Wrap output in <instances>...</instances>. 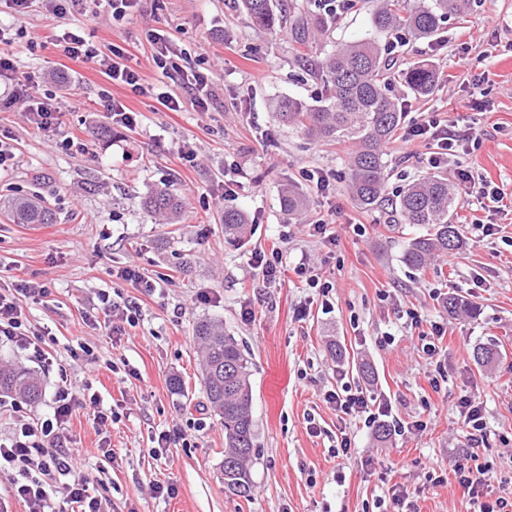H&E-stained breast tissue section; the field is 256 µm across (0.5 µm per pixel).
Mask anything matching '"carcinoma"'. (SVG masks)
Segmentation results:
<instances>
[{
    "label": "carcinoma",
    "instance_id": "obj_1",
    "mask_svg": "<svg viewBox=\"0 0 512 512\" xmlns=\"http://www.w3.org/2000/svg\"><path fill=\"white\" fill-rule=\"evenodd\" d=\"M238 7L255 29L273 34L290 28L299 48H308V11L294 3L288 13L277 10L272 0H239ZM471 0H380L372 15L370 37L350 43H338L315 63V73L328 91L327 104L313 106L297 97L275 101V114L283 124L311 139L348 140L355 150L348 162L347 189L360 206L370 207L383 199L386 184L385 146L394 138L405 119L400 98L391 85L398 80L409 90L426 95L437 84V73L416 64L398 74L382 55L381 42L405 34L430 38L441 23L451 16H464ZM457 194L444 176H431L406 184L398 195L400 214L407 224L425 231L411 239L403 251V262L415 269L446 255L460 246V232L451 217ZM143 208L154 214L176 218L183 209L181 198L169 191L148 194ZM280 206L290 216L307 206L304 193L288 183L281 191ZM18 224H51L54 213L46 205L28 198L4 202ZM224 241L236 246L248 236L247 215L238 209H224ZM446 309L452 315L473 317L477 308L455 295L447 298ZM198 345L202 381L213 411L224 425V463L221 473L224 488L249 498L253 483L251 463L255 431L248 360L234 337L224 332V323L202 320L194 328ZM14 394L27 403L41 396L39 380L24 368L0 364V394Z\"/></svg>",
    "mask_w": 512,
    "mask_h": 512
}]
</instances>
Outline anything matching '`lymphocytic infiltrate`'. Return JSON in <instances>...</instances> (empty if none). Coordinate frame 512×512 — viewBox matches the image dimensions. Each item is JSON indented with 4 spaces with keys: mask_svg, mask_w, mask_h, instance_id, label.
<instances>
[{
    "mask_svg": "<svg viewBox=\"0 0 512 512\" xmlns=\"http://www.w3.org/2000/svg\"><path fill=\"white\" fill-rule=\"evenodd\" d=\"M45 2L52 25L48 32H31L28 46L53 45L69 59L94 62L111 83L146 94L140 74L123 62L125 49L116 46L111 53H99L81 30L58 26V19L83 12L88 0ZM151 40L156 51V66L163 74L176 75L183 83L193 86L197 111H208V84L204 74L186 69L161 31H154ZM23 99L28 102L25 117L29 125L43 134H50L59 120L52 97L40 93L34 74L18 71L12 53L0 51V112L12 111ZM422 136L433 140L437 158L441 161L456 156L460 148L477 138L474 128L456 130L433 116L411 127L403 141L409 144ZM46 293L45 286L29 281L14 289L0 291V342L29 351L31 358L39 363L50 360L48 342L44 335L30 331L25 301ZM87 407L92 408L97 426H106L115 418L114 412L100 408L97 395L80 397L65 382L58 386L52 413L47 418H31L22 405L13 404L15 429L12 436L0 441V467L7 466L16 471L13 496L24 504V512H56L53 501L57 498L66 504L67 512H101L100 500L89 492L88 479L77 472L79 449L64 442L65 426L73 412ZM455 407L470 448L463 462L455 466L456 477L464 490L465 512H512V494L498 496L492 501L484 498L486 467L479 463L476 453L484 442L486 429L480 401L476 396L464 394L457 399Z\"/></svg>",
    "mask_w": 512,
    "mask_h": 512,
    "instance_id": "1",
    "label": "lymphocytic infiltrate"
}]
</instances>
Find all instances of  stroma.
<instances>
[{
  "label": "stroma",
  "mask_w": 512,
  "mask_h": 512,
  "mask_svg": "<svg viewBox=\"0 0 512 512\" xmlns=\"http://www.w3.org/2000/svg\"><path fill=\"white\" fill-rule=\"evenodd\" d=\"M329 30L322 45L364 36L377 0H355L341 14L324 12ZM50 22L40 0L16 14L0 0V29L11 37L19 71L38 75L67 72L83 86L81 97L58 95L61 117L44 139L22 112H0V131L11 135L16 158L0 172V199L36 196L54 214L51 224L30 226L0 213V286L27 279L48 293L28 303L33 332L53 336L52 364L33 362L28 352L0 344V362L27 368L40 381V399L27 406L35 418L49 416L60 374L74 391L92 387L103 407L118 415L98 434L91 409L74 414L65 435L79 449L78 469L94 480L93 495L104 512H392L394 491L408 493L418 512H461L463 489L454 466L467 451L454 403L477 396L486 421L479 460L488 467L492 495L512 491V0H472L469 14L442 24L436 39L403 38L391 58L397 69L428 64L438 82L428 95L406 94L404 128L436 114L475 127L478 139L460 161L505 191L497 235L476 225L486 213L459 192L455 222L458 250L417 271L402 261L405 244L419 228L392 210L408 180L435 174L452 177V166L432 168V140L412 146L393 139L386 200L364 208L345 189L344 168L353 145L321 142L278 123L270 104L295 96L322 104L321 84L309 76L293 49L290 32H256L237 0H144L139 11L116 21L107 0H90L71 22L100 52L128 50V66L147 84L176 93L179 112L108 80L90 63L63 58L55 48L29 49L26 32ZM166 32L191 62L207 69L208 111H196L189 89L169 82L154 63L152 30ZM138 112L135 129L110 125L102 89ZM110 134L95 136L98 126ZM82 135L86 148L69 147ZM190 144L195 165L180 160ZM325 174L321 192L305 171ZM234 180L225 193V180ZM294 183L310 205L306 224L289 220L280 207L284 184ZM170 187L184 202L177 223L145 212L151 191ZM243 210L251 234L245 244L224 242L225 207ZM325 220L335 244L311 235L308 224ZM279 247L281 279L265 281L254 257ZM135 258L153 292L115 278ZM313 266L329 294L309 287L296 272ZM477 306L476 318L449 315L448 295ZM136 303L139 316L120 340L84 319L102 314L103 299ZM250 317H242V308ZM307 309L298 318L297 309ZM422 324L412 326L408 310ZM203 319L223 321L249 361L255 448L249 498L224 487V427L200 382L193 329ZM447 333L437 351H422L432 323ZM336 340L341 356L326 343ZM480 345H493L500 361L482 366L473 359ZM369 364V376L358 372ZM444 374L440 387L431 380ZM180 378L182 389L171 386ZM362 388L388 404L386 442L374 439V423L340 418L326 400L340 382ZM319 434H311L309 425ZM178 426L186 445L163 455L151 452L155 433ZM349 455L335 456L342 438ZM108 442L111 457L99 448ZM173 485L171 497H156L150 485Z\"/></svg>",
  "instance_id": "1"
}]
</instances>
